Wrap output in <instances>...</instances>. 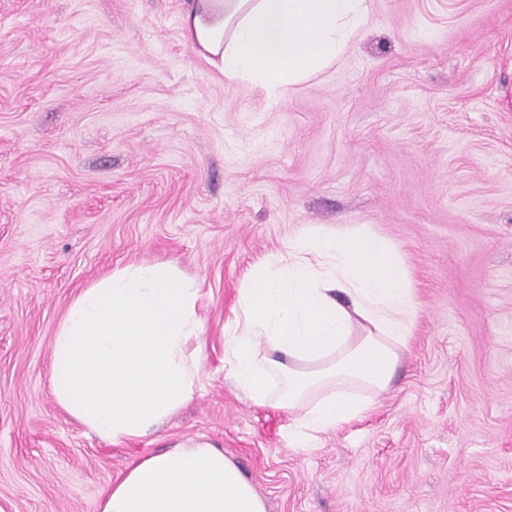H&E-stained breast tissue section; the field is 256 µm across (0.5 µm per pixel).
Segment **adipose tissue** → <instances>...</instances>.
<instances>
[{
  "label": "adipose tissue",
  "instance_id": "obj_1",
  "mask_svg": "<svg viewBox=\"0 0 512 512\" xmlns=\"http://www.w3.org/2000/svg\"><path fill=\"white\" fill-rule=\"evenodd\" d=\"M192 50L268 98L333 65L368 22L367 0H188ZM202 281L140 262L94 281L68 306L50 348L57 405L100 440L148 436L201 385ZM241 320L225 328L228 377L257 406L293 417L288 441L363 418L387 391L416 301L398 252L361 225L304 229L254 267ZM100 512H266L224 454L188 441L130 466Z\"/></svg>",
  "mask_w": 512,
  "mask_h": 512
}]
</instances>
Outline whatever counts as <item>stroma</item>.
Masks as SVG:
<instances>
[{
    "label": "stroma",
    "instance_id": "stroma-1",
    "mask_svg": "<svg viewBox=\"0 0 512 512\" xmlns=\"http://www.w3.org/2000/svg\"><path fill=\"white\" fill-rule=\"evenodd\" d=\"M185 0H0V512H99L127 467L222 450L267 512H512V0H369L365 30L277 101L183 37ZM362 224L417 302L392 386L288 445L225 374L250 271L306 226ZM203 279L204 377L154 435L56 405L50 346L94 279Z\"/></svg>",
    "mask_w": 512,
    "mask_h": 512
}]
</instances>
